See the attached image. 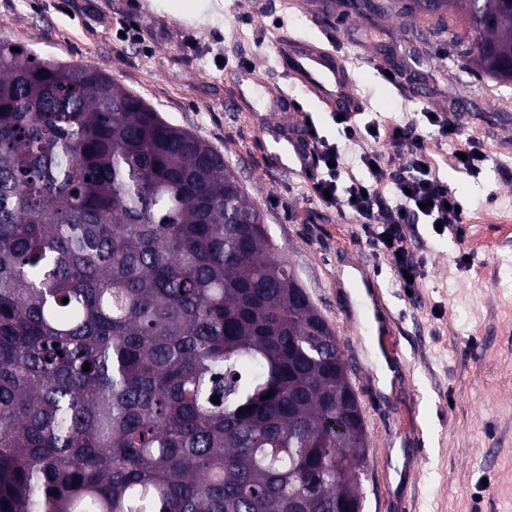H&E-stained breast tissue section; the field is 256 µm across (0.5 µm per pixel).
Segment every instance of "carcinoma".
<instances>
[{
	"label": "carcinoma",
	"instance_id": "cac0c4a2",
	"mask_svg": "<svg viewBox=\"0 0 512 512\" xmlns=\"http://www.w3.org/2000/svg\"><path fill=\"white\" fill-rule=\"evenodd\" d=\"M407 10L512 81V0ZM236 182L100 68L0 38V512L363 505L340 341Z\"/></svg>",
	"mask_w": 512,
	"mask_h": 512
}]
</instances>
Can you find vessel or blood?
I'll return each instance as SVG.
<instances>
[{
  "label": "vessel or blood",
  "instance_id": "obj_1",
  "mask_svg": "<svg viewBox=\"0 0 512 512\" xmlns=\"http://www.w3.org/2000/svg\"><path fill=\"white\" fill-rule=\"evenodd\" d=\"M276 60L289 80L298 82L306 93L315 97L327 112H356L361 102L352 88V80L335 47H323L287 37L276 46ZM372 311L371 332L377 338L380 353L386 360L400 359L394 342L391 314L382 304L379 289L363 297Z\"/></svg>",
  "mask_w": 512,
  "mask_h": 512
}]
</instances>
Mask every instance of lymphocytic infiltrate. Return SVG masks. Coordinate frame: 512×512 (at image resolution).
<instances>
[{
	"label": "lymphocytic infiltrate",
	"mask_w": 512,
	"mask_h": 512,
	"mask_svg": "<svg viewBox=\"0 0 512 512\" xmlns=\"http://www.w3.org/2000/svg\"><path fill=\"white\" fill-rule=\"evenodd\" d=\"M341 125L347 140L384 139L391 150L364 152V177L346 178L338 145L319 135L310 118H303L298 141L310 159L307 174L315 197L327 208L358 217L374 247L390 259L398 282L420 278L422 266L409 253L405 224L421 215L443 230H456L462 221L459 202L429 170L425 137L414 124L385 126L375 119L364 123L359 113L348 112ZM389 190L397 197L395 203L385 200Z\"/></svg>",
	"instance_id": "1"
}]
</instances>
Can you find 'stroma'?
Instances as JSON below:
<instances>
[{"label": "stroma", "instance_id": "1", "mask_svg": "<svg viewBox=\"0 0 512 512\" xmlns=\"http://www.w3.org/2000/svg\"><path fill=\"white\" fill-rule=\"evenodd\" d=\"M169 0H0V36L37 54L106 70L168 122L215 147L258 204L281 252L339 336L371 447L391 448L389 479L369 456L364 512H512V82L479 76L462 63L435 21L408 14V0H200L186 15ZM139 23L144 42L120 37ZM287 34L334 44L365 111L410 122L426 137L440 180L464 210L462 236H436L426 222L406 225L425 276L406 289L395 279L355 215L313 195L301 172L270 148V132L290 137L302 115L338 142L354 173L376 143L340 139L329 113L288 85L274 59ZM401 72L394 87L378 67ZM287 87L300 109L276 105ZM447 109L459 129L440 138L425 118ZM485 156L479 171L457 167L466 140ZM383 292L402 357L386 364L363 334L355 276ZM413 409L422 453L408 467L397 418Z\"/></svg>", "mask_w": 512, "mask_h": 512}]
</instances>
